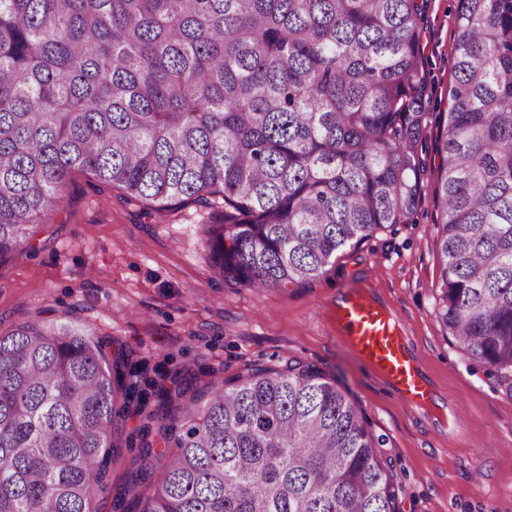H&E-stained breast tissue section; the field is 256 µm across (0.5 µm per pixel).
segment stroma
<instances>
[{
	"label": "stroma",
	"instance_id": "35a3bbf8",
	"mask_svg": "<svg viewBox=\"0 0 512 512\" xmlns=\"http://www.w3.org/2000/svg\"><path fill=\"white\" fill-rule=\"evenodd\" d=\"M458 0H428L421 74L428 111L448 110ZM436 176L426 172L414 221L339 252L311 283L255 290L224 282L205 244L213 210L159 214L81 172L67 181L52 223L0 262V332L35 319L72 318L148 368H189L198 387L251 366L314 364L364 412L381 462L401 489L399 512H512V391L470 360L437 310L440 252ZM365 283L400 315L456 425L410 411L337 343L336 293Z\"/></svg>",
	"mask_w": 512,
	"mask_h": 512
}]
</instances>
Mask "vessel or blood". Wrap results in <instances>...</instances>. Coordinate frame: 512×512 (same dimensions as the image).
I'll list each match as a JSON object with an SVG mask.
<instances>
[{
	"label": "vessel or blood",
	"mask_w": 512,
	"mask_h": 512,
	"mask_svg": "<svg viewBox=\"0 0 512 512\" xmlns=\"http://www.w3.org/2000/svg\"><path fill=\"white\" fill-rule=\"evenodd\" d=\"M337 338L390 388L410 410L437 409L440 395L421 366L393 308L370 288L338 292L331 303Z\"/></svg>",
	"instance_id": "1"
}]
</instances>
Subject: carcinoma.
Returning <instances> with one entry per match:
<instances>
[{
  "label": "carcinoma",
  "instance_id": "1",
  "mask_svg": "<svg viewBox=\"0 0 512 512\" xmlns=\"http://www.w3.org/2000/svg\"><path fill=\"white\" fill-rule=\"evenodd\" d=\"M418 0H0V259L86 171L158 212L224 205L215 272L319 278L413 223L423 171ZM435 139L439 317L512 379V0H459ZM86 325L0 333V512H97L114 434L139 447L112 512H397L349 391L256 366L171 408L191 371L148 368ZM159 436L175 452L153 450Z\"/></svg>",
  "mask_w": 512,
  "mask_h": 512
}]
</instances>
